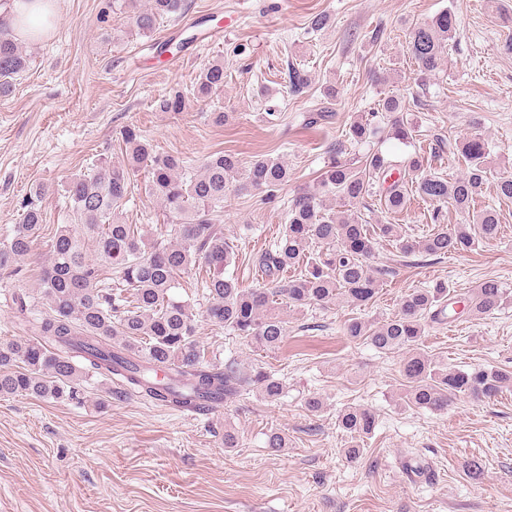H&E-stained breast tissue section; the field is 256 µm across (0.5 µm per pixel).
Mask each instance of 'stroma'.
Returning a JSON list of instances; mask_svg holds the SVG:
<instances>
[{"instance_id":"35a3bbf8","label":"stroma","mask_w":512,"mask_h":512,"mask_svg":"<svg viewBox=\"0 0 512 512\" xmlns=\"http://www.w3.org/2000/svg\"><path fill=\"white\" fill-rule=\"evenodd\" d=\"M185 17L161 22L150 37L125 33L122 0H56L50 31L25 42L29 68L0 99V237L19 223L22 205L39 183L52 185L44 225L19 275L0 280V341L24 337L12 297L38 283L57 225L66 223L64 187L98 159H121V132L138 128L154 153L182 154L201 165L213 152L242 161L268 155L285 161L291 178L273 193L229 191L224 234L237 259L227 276L254 287L257 252L282 232L288 202L314 186L334 149L360 157L382 148L399 160L419 151L428 172L452 179L464 169L456 141L478 136L495 159L494 178L512 174V0H188ZM454 8L459 19L451 60L426 87L414 80L406 51L410 24ZM327 14V29L308 21ZM172 41V51L159 45ZM224 62V90L180 112L156 102L189 90L201 70ZM308 85L293 92L288 67ZM335 85L334 98L323 89ZM419 97L413 145L393 140L353 144L352 121L373 112L379 99ZM224 111V126L210 120ZM145 171L132 178L123 206L139 233L169 231L159 205L145 193ZM496 210L494 241L443 258L403 255L382 238L370 264L386 269L369 305L318 306L289 314L280 350L256 348L211 323L195 277H183L179 296L194 309L197 337L210 361L263 366L287 384L274 403L255 392L225 402L220 411L192 415L123 393L96 375L78 399L0 398V512H512V390L494 401L455 399L447 413L404 404L400 355L366 341H350L351 318L377 323L394 314L412 288L446 283L460 293L492 277L508 298L491 316L462 317L454 327L428 328L421 348L455 368L495 366L512 372V199L492 183L477 200ZM434 205L412 196L407 210L385 212L370 199V223L402 225L414 238L434 230ZM323 398L320 412L304 401ZM364 405L378 416L364 453L341 451L352 440L336 424L340 410ZM240 434L225 448V425ZM283 433L286 448L264 441ZM413 459L423 476H405ZM482 471L472 477L469 466Z\"/></svg>"}]
</instances>
